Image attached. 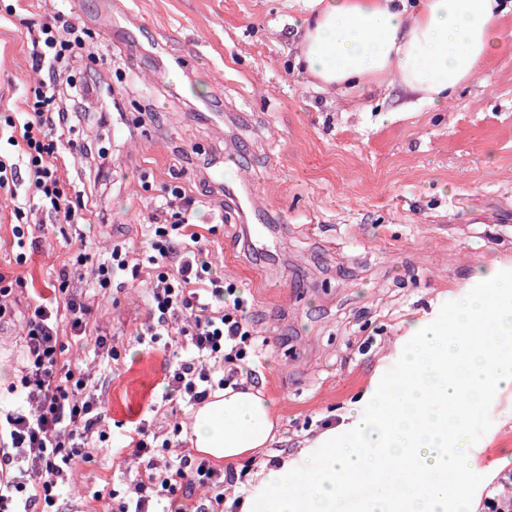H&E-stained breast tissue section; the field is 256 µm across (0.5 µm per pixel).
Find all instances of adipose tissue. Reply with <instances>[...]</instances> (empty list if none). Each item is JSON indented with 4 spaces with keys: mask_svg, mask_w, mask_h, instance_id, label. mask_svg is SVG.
Masks as SVG:
<instances>
[{
    "mask_svg": "<svg viewBox=\"0 0 512 512\" xmlns=\"http://www.w3.org/2000/svg\"><path fill=\"white\" fill-rule=\"evenodd\" d=\"M292 71L360 96L398 86L429 107L512 45L505 0H301ZM454 320L411 325L395 373L280 466H261L242 512H471L457 489L474 472L468 431L512 388V279L479 268ZM191 442L233 465L269 447L279 419L260 387L224 388L197 406Z\"/></svg>",
    "mask_w": 512,
    "mask_h": 512,
    "instance_id": "ef3b65f1",
    "label": "adipose tissue"
}]
</instances>
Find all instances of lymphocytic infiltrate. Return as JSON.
I'll use <instances>...</instances> for the list:
<instances>
[{"label":"lymphocytic infiltrate","instance_id":"obj_1","mask_svg":"<svg viewBox=\"0 0 512 512\" xmlns=\"http://www.w3.org/2000/svg\"><path fill=\"white\" fill-rule=\"evenodd\" d=\"M25 25L29 61L41 80L26 110L1 120L9 129V149L0 154V191L15 193L18 182H25L35 208L50 223L85 224L87 204L59 175L58 142L72 126V101L90 109L103 98L94 79L78 84L69 75L70 67L89 55L90 44L83 28L60 13ZM196 203L189 188L170 187L149 212L145 262L132 261L121 241L97 262L78 252L57 273L60 306L40 300L29 307L20 389L13 409L0 417V512L55 506L101 418L85 377L60 363L64 323L72 335L94 337L99 349L115 353L97 332L90 297L70 290L81 267H89L99 288L120 277L145 282L151 320L144 333L170 337L175 345L168 385L185 406L202 404L227 386L257 383L269 342L256 330L244 292L214 275L205 257L206 237L193 220ZM124 444L139 470L119 512H149L151 503L162 499L169 500L172 512H238L251 491L247 470H224L204 458L177 455L161 469L144 463L155 445L145 425L129 430ZM199 487L208 488L209 496L196 497Z\"/></svg>","mask_w":512,"mask_h":512}]
</instances>
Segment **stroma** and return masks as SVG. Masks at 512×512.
Segmentation results:
<instances>
[{"label":"stroma","instance_id":"35a3bbf8","mask_svg":"<svg viewBox=\"0 0 512 512\" xmlns=\"http://www.w3.org/2000/svg\"><path fill=\"white\" fill-rule=\"evenodd\" d=\"M286 0H35L33 11L76 17L92 34L112 122L94 115L75 137L95 139L112 165L65 158L59 174L91 199L99 249H145L142 226L170 171L207 193L195 214L209 227L210 258L253 302L270 344L261 369L279 434L253 466L295 454L339 419L378 370L395 368L411 319H453L475 290L477 265L512 274V53L491 59L444 111L399 87L332 95L288 68L297 50ZM0 0V113L19 112L39 81L20 15ZM247 186L240 216L230 186ZM13 205L0 197V272L22 277L12 323L0 325V403L19 383L29 288H46L75 250L65 224L31 226L12 247ZM97 323L118 359L94 358L62 339L61 358L91 370L105 441L73 473L69 512H117L133 480L122 436L147 420L172 432L190 413L162 402L168 337L138 340L146 285L100 290ZM159 412H151V405ZM477 471L461 490L478 512L485 488L512 473V390L492 399L470 429Z\"/></svg>","mask_w":512,"mask_h":512}]
</instances>
